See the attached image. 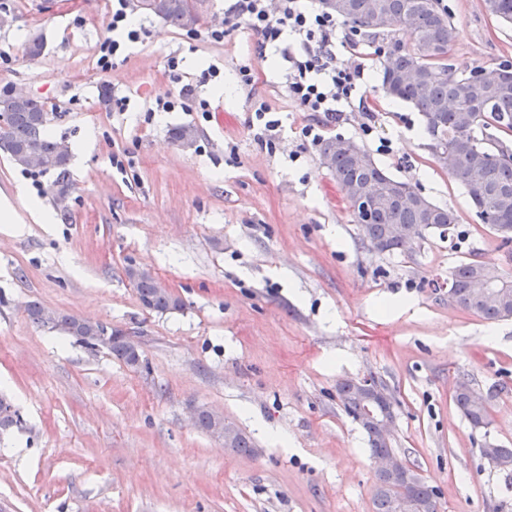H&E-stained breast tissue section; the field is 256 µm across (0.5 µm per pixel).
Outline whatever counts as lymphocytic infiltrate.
<instances>
[{
    "mask_svg": "<svg viewBox=\"0 0 512 512\" xmlns=\"http://www.w3.org/2000/svg\"><path fill=\"white\" fill-rule=\"evenodd\" d=\"M246 24L258 37L259 50L274 49L286 62L285 90L304 112L322 113V122L305 126L302 134L314 146L323 140L325 121L341 117V107L351 101L365 71L364 63L346 66L336 61V37L346 33L344 22L323 10L305 9L300 0H234L220 27H207L204 38L223 43L228 29ZM109 38L96 51V69L110 73L131 44L143 41L146 30L134 26L129 0H112ZM293 36L295 46L285 43Z\"/></svg>",
    "mask_w": 512,
    "mask_h": 512,
    "instance_id": "f902f5d3",
    "label": "lymphocytic infiltrate"
}]
</instances>
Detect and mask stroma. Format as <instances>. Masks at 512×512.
<instances>
[{
	"label": "stroma",
	"instance_id": "1",
	"mask_svg": "<svg viewBox=\"0 0 512 512\" xmlns=\"http://www.w3.org/2000/svg\"><path fill=\"white\" fill-rule=\"evenodd\" d=\"M438 5L452 23L456 74L512 61V24L490 17L484 0ZM111 8L0 0L11 18L0 27L11 57L0 96L22 89L39 100L47 131L73 150L63 179L0 155V201L19 218L0 223V394L24 421L0 437V512H373L377 464L336 398L337 382L370 375L394 396L395 452L434 489L438 512H512V483L483 454L489 443L512 448V319L450 305L445 286L474 255L512 274V252L433 162L419 112L382 92L383 55L366 59L360 89L377 112L373 132L354 103L323 136L355 140L455 212L459 237H430L410 254L362 243L318 147L304 142L316 116L287 97L282 65L252 32L213 44L145 15V40L102 75L95 55ZM34 34L45 48L29 61ZM212 64L223 81L200 82ZM243 66L253 86L240 83ZM186 84L208 113L156 111ZM104 86L111 101L100 99ZM262 103L279 122L272 150L254 138ZM179 124L197 129L192 149L171 141ZM34 202L53 223L34 222ZM130 263L184 308L144 309ZM32 300L133 336L148 370L33 324ZM463 374L487 402L486 428L454 403ZM200 407L233 421L253 453L199 430Z\"/></svg>",
	"mask_w": 512,
	"mask_h": 512
}]
</instances>
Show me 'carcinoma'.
<instances>
[{
  "mask_svg": "<svg viewBox=\"0 0 512 512\" xmlns=\"http://www.w3.org/2000/svg\"><path fill=\"white\" fill-rule=\"evenodd\" d=\"M349 9L336 15L367 39L387 42L389 51L383 62L381 87L396 100L412 104L420 112L428 136V151L433 162L447 171L461 186L477 209L480 220L501 238L504 247L512 245V148L489 130L512 132V64L478 66L467 75H457L448 64L452 43V25L447 14L438 8V0H348ZM486 11L512 23V0H484ZM214 6L213 0H136L143 14L159 18L178 28L202 25ZM410 32L411 42L397 39V34ZM461 112L476 113L470 128L458 123ZM47 112L33 99L16 100L7 95L0 99V154L15 165L24 166L22 155L33 151L45 161L43 171L65 175L70 158L69 146L49 137L45 132ZM172 141L186 149L195 144L197 133L190 125L171 128ZM320 158L331 161L329 171L342 188L365 185L378 194L412 184L389 176L371 154L350 138L336 137L322 143ZM448 157L451 165L442 162ZM355 221L367 245L384 244L383 251H403L404 241L391 236V227L411 228L417 244L434 232L443 239L451 235L457 224L456 215L448 208L423 199L421 206L396 203L388 210L373 206H352ZM485 274L494 289L511 297L503 304L494 298L475 295L473 279ZM126 275L136 289L141 305L156 313L178 311L182 299L161 289L148 271L129 264ZM448 300L463 310L485 320L512 318V276L483 261L471 259L459 264L448 277ZM30 320L51 330H58L84 348L96 352L105 349L113 358L139 370L147 362L131 352L118 339L102 337L100 324L68 314H58L51 322L43 318L44 308L38 302L27 305ZM475 395L468 378L457 382L453 396L455 405L475 429L490 424L488 408L472 406ZM336 396L344 412L365 432L369 451L377 456L393 451L382 442L367 408L370 400L353 379L336 385ZM23 426L22 416L6 396H0V429ZM489 463L498 471L512 476V448H500ZM408 480L377 476L374 488V512H395L402 499L411 504V512H437L435 493L424 484L416 469L407 466Z\"/></svg>",
  "mask_w": 512,
  "mask_h": 512,
  "instance_id": "obj_1",
  "label": "carcinoma"
}]
</instances>
